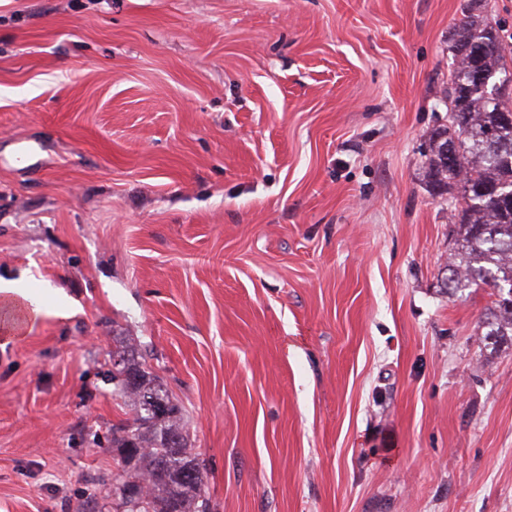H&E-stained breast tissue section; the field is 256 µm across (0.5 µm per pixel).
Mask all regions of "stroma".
<instances>
[{
	"label": "stroma",
	"mask_w": 512,
	"mask_h": 512,
	"mask_svg": "<svg viewBox=\"0 0 512 512\" xmlns=\"http://www.w3.org/2000/svg\"><path fill=\"white\" fill-rule=\"evenodd\" d=\"M512 0H0V512H122L114 338L213 512H512V343L444 286L452 31ZM13 281H0V296L1 302L5 308L11 307H26L27 310L33 315L37 316L40 313V306L30 298L22 289L15 288Z\"/></svg>",
	"instance_id": "stroma-1"
}]
</instances>
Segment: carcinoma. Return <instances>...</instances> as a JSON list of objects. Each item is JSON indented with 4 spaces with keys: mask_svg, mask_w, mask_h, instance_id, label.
<instances>
[{
    "mask_svg": "<svg viewBox=\"0 0 512 512\" xmlns=\"http://www.w3.org/2000/svg\"><path fill=\"white\" fill-rule=\"evenodd\" d=\"M455 35L473 41L476 51L454 53L448 124L427 135L425 176L440 195L458 189L448 197L455 227L448 290L481 284L497 290L492 333L512 339V125L504 123L512 116V100L494 95L496 84L512 83V67L497 28L467 15ZM475 68L490 79L488 89L469 81ZM462 99L463 130L455 124ZM445 142L455 146L452 165L442 154ZM135 352L130 343L112 350V394L126 408V418L112 426L121 465L114 490L123 512H212L182 409L160 379L136 361Z\"/></svg>",
    "mask_w": 512,
    "mask_h": 512,
    "instance_id": "carcinoma-1",
    "label": "carcinoma"
}]
</instances>
